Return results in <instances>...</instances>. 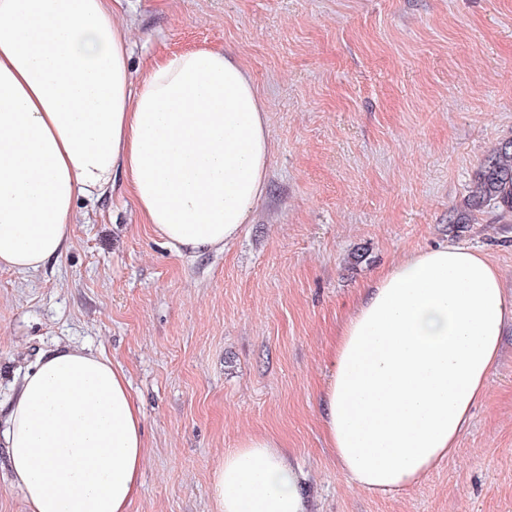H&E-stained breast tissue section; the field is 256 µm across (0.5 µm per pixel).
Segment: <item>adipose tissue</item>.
Segmentation results:
<instances>
[{
  "label": "adipose tissue",
  "instance_id": "ef3b65f1",
  "mask_svg": "<svg viewBox=\"0 0 512 512\" xmlns=\"http://www.w3.org/2000/svg\"><path fill=\"white\" fill-rule=\"evenodd\" d=\"M111 0H0V268L35 272L71 244L78 198L123 178L144 224L177 252L238 237L267 188L265 106L224 51L154 58L140 83ZM512 324L488 259L416 251L344 323L320 400L326 439L373 493L419 483L452 456ZM0 432L26 512H130L142 416L111 360L60 346L15 389ZM214 512H308L279 442L241 439L209 485Z\"/></svg>",
  "mask_w": 512,
  "mask_h": 512
}]
</instances>
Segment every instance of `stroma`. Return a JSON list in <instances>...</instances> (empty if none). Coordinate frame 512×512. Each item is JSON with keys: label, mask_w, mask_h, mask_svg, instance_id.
<instances>
[{"label": "stroma", "mask_w": 512, "mask_h": 512, "mask_svg": "<svg viewBox=\"0 0 512 512\" xmlns=\"http://www.w3.org/2000/svg\"><path fill=\"white\" fill-rule=\"evenodd\" d=\"M119 19L136 82L164 52L236 57L268 114V189L220 251L176 253L119 186L76 202L64 256L0 268V431L39 357L84 347L143 417L131 512H214L211 470L247 433L287 450L312 512H512V325L455 454L402 492L354 485L317 411L341 323L410 253L477 249L512 295V223L467 206L512 138V0H121Z\"/></svg>", "instance_id": "1"}]
</instances>
